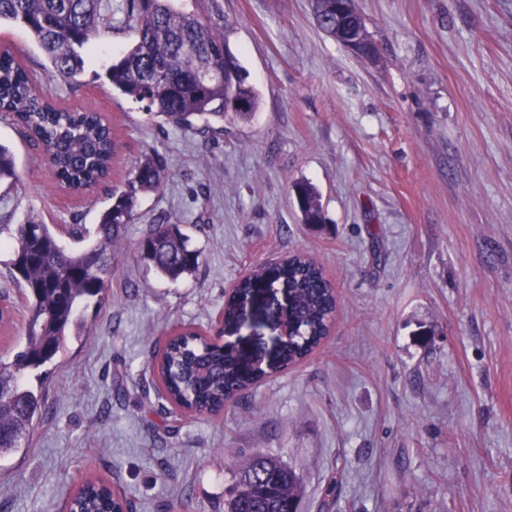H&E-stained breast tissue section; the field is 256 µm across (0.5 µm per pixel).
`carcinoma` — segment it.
Wrapping results in <instances>:
<instances>
[{
	"label": "carcinoma",
	"mask_w": 512,
	"mask_h": 512,
	"mask_svg": "<svg viewBox=\"0 0 512 512\" xmlns=\"http://www.w3.org/2000/svg\"><path fill=\"white\" fill-rule=\"evenodd\" d=\"M177 0H0V23L23 28L37 43L56 75L75 80L85 61L112 25H126L134 41L107 67L105 79L113 90L141 105L161 125L180 131L207 126L228 117L245 120L258 107V95L247 81L238 58L230 51L223 0H194L199 8L186 11ZM317 28L335 41L336 0H312ZM247 104L229 111L230 100ZM0 119L22 126L27 136L46 147L55 177L83 193L108 179L119 144L110 123L90 109H73L43 99L34 75L9 50L0 51ZM168 172L163 160L143 153L122 185L111 190V203L94 231L80 227L71 234L83 248L58 249L55 230L30 219L10 228L0 216V235L15 241L6 266L27 298L26 343L12 360L0 359V452L20 450L23 433L41 408V395L19 384L26 370L52 362L63 350L66 331L78 308L90 297L103 299L112 266V246L139 219V200L157 192ZM19 181L9 150L0 146V183ZM302 222L320 225L325 217L316 187L305 180L291 185ZM139 256L161 276L176 280L195 272L201 253L189 247L180 225L166 219L150 224L138 243ZM271 288L292 297L290 341L283 367L312 354L326 339L336 310L334 288L324 270L304 254L290 255L265 269ZM236 296L224 302V330L240 328L241 301L255 288L242 278ZM155 371L169 402L181 412L205 415L224 408L236 394L266 376L255 358L227 348L209 336L186 328L166 344ZM295 473L275 456L250 455L226 502L227 512H298ZM69 512H117L112 489L96 481L67 499Z\"/></svg>",
	"instance_id": "carcinoma-1"
}]
</instances>
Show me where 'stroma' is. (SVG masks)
Listing matches in <instances>:
<instances>
[{
    "label": "stroma",
    "mask_w": 512,
    "mask_h": 512,
    "mask_svg": "<svg viewBox=\"0 0 512 512\" xmlns=\"http://www.w3.org/2000/svg\"><path fill=\"white\" fill-rule=\"evenodd\" d=\"M223 4L259 104L205 134L160 127L112 91L105 69L132 29L107 34L69 84L0 25L41 94L105 112L121 144L110 182L79 197L0 120L20 176L0 213L91 228L141 153L169 172L115 244L105 300L21 378L42 406L22 450L0 455V512H61L89 477L132 512H224L254 451L294 470L299 512H512V0H356L374 62L319 31L310 0ZM300 179L320 193L321 227L298 219ZM163 215L202 254L175 281L136 253ZM298 251L336 289L323 345L220 413L174 410L149 367L164 340L212 328L246 272ZM1 298L8 361L26 321L2 264Z\"/></svg>",
    "instance_id": "obj_1"
}]
</instances>
